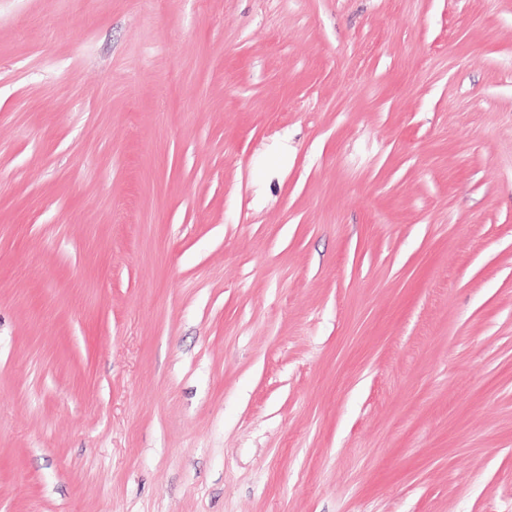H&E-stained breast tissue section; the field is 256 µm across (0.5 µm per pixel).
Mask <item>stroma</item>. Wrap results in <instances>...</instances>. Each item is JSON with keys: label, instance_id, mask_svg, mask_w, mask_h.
Returning a JSON list of instances; mask_svg holds the SVG:
<instances>
[{"label": "stroma", "instance_id": "obj_1", "mask_svg": "<svg viewBox=\"0 0 512 512\" xmlns=\"http://www.w3.org/2000/svg\"><path fill=\"white\" fill-rule=\"evenodd\" d=\"M0 512H512V0H0Z\"/></svg>", "mask_w": 512, "mask_h": 512}]
</instances>
